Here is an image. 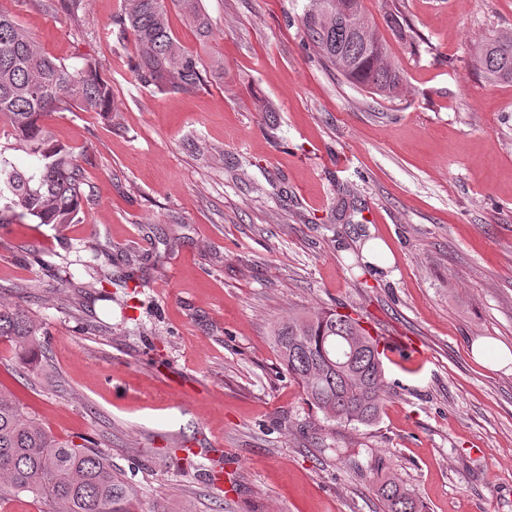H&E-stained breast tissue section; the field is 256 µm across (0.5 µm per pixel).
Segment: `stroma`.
I'll use <instances>...</instances> for the list:
<instances>
[{
    "mask_svg": "<svg viewBox=\"0 0 512 512\" xmlns=\"http://www.w3.org/2000/svg\"><path fill=\"white\" fill-rule=\"evenodd\" d=\"M203 3L209 39L171 27L224 72L160 92L122 0H0L51 56L96 63L117 109L47 120L89 185L80 223L0 224V303L48 362L0 345V386L111 456L141 512H384L383 474L421 512H512V362L471 355L512 349V83L474 60L512 0H404L394 99L322 62L309 0ZM313 309L423 350L384 356L376 423L325 421L282 370L272 324Z\"/></svg>",
    "mask_w": 512,
    "mask_h": 512,
    "instance_id": "stroma-1",
    "label": "stroma"
}]
</instances>
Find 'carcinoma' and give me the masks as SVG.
Returning <instances> with one entry per match:
<instances>
[{
    "mask_svg": "<svg viewBox=\"0 0 512 512\" xmlns=\"http://www.w3.org/2000/svg\"><path fill=\"white\" fill-rule=\"evenodd\" d=\"M343 20L336 0H309L302 17L307 39L328 66L351 84L384 98L399 95L403 76L387 61L389 44L369 24L363 0ZM177 10L207 38L211 23L202 0H124L115 24L135 45V77L160 91L203 86V62L178 44L169 22ZM402 42L415 31L392 0L385 14ZM476 68L489 81L512 83V35L485 40ZM94 112L114 111L112 87L90 62L68 67L48 55L10 15L0 13V224H77L85 182L72 148L60 143L43 119L69 103ZM22 152L35 166L21 168L6 156ZM39 328L26 309L0 305V343L18 360L36 359ZM282 368L301 385L309 404L331 422L374 423L382 409L385 369L377 341L358 320L334 310L302 311L271 328ZM30 495L49 512H134L137 490L111 458L96 448L57 438L0 385V500ZM386 512H420L395 480L378 487Z\"/></svg>",
    "mask_w": 512,
    "mask_h": 512,
    "instance_id": "obj_1",
    "label": "carcinoma"
}]
</instances>
